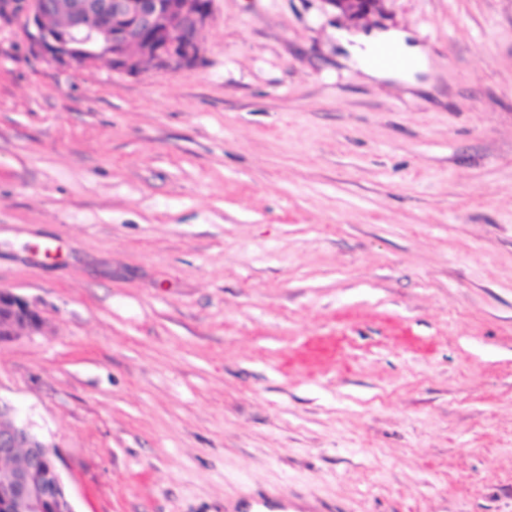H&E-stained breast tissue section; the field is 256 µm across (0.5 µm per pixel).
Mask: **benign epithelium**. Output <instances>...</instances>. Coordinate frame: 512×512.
Instances as JSON below:
<instances>
[{
  "label": "benign epithelium",
  "instance_id": "1",
  "mask_svg": "<svg viewBox=\"0 0 512 512\" xmlns=\"http://www.w3.org/2000/svg\"><path fill=\"white\" fill-rule=\"evenodd\" d=\"M324 8L354 25L383 13L385 0H321ZM212 13L208 0H0V20L20 18L29 46L49 60L82 69L108 60L112 69L140 72L142 61L156 70L177 73L203 58V33ZM59 17L63 27L48 20ZM0 343L42 331L38 308L25 297L0 290ZM49 446L33 432L18 408L0 397V460L18 450H31L25 470L0 472L3 512H42L46 495L32 474L40 461L38 449ZM53 486L62 512H76L58 464Z\"/></svg>",
  "mask_w": 512,
  "mask_h": 512
}]
</instances>
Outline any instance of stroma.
<instances>
[{"mask_svg": "<svg viewBox=\"0 0 512 512\" xmlns=\"http://www.w3.org/2000/svg\"><path fill=\"white\" fill-rule=\"evenodd\" d=\"M213 0L201 65L73 69L0 21V396L77 512H512V0ZM326 10L337 12L354 25L382 14L387 0H320ZM405 39L406 35L404 33H390L364 40L362 41V44L367 47V50L363 52L358 46L354 47V57L360 64L361 69L367 75L372 77L383 78L394 74L411 73L416 69H419L423 65L424 60L422 54L417 49L406 45ZM379 43H390L394 45L402 55L411 61V66L406 69H382L407 67L409 65V61L405 59L394 46ZM371 46L373 47L368 54V50ZM367 56L369 62L373 66L368 63ZM1 314L5 316L2 324ZM43 324L40 311L32 302L9 290H0V343L12 341L22 334L39 333ZM288 497L278 495H246L227 512H288Z\"/></svg>", "mask_w": 512, "mask_h": 512, "instance_id": "1", "label": "stroma"}]
</instances>
